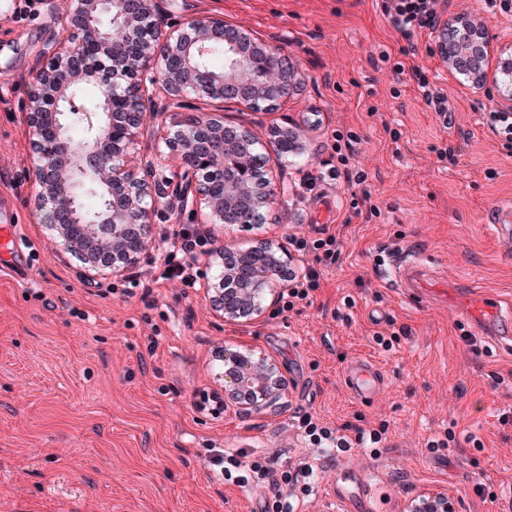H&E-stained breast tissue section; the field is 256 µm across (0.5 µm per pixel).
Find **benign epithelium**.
<instances>
[{
    "mask_svg": "<svg viewBox=\"0 0 512 512\" xmlns=\"http://www.w3.org/2000/svg\"><path fill=\"white\" fill-rule=\"evenodd\" d=\"M67 34L49 37L21 110L31 135L28 169L41 223L81 263L79 277L123 275L155 242L161 200L173 197L189 223L260 224L285 182L254 172L267 150L222 112L188 111L200 98L269 112L296 93L304 77L285 46L262 41L221 15H179V0H46ZM435 52L450 72L487 83V33L466 12L439 22ZM215 46L228 61H206ZM492 83L512 111V57ZM102 88L95 105L82 96ZM210 301L227 321L264 311L283 285L288 257L267 241L210 254ZM224 397L246 414L276 403L284 391L277 366L224 350ZM411 512H450L448 496L429 493Z\"/></svg>",
    "mask_w": 512,
    "mask_h": 512,
    "instance_id": "7a95c632",
    "label": "benign epithelium"
}]
</instances>
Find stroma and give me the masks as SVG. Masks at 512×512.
I'll return each mask as SVG.
<instances>
[{
    "instance_id": "1",
    "label": "stroma",
    "mask_w": 512,
    "mask_h": 512,
    "mask_svg": "<svg viewBox=\"0 0 512 512\" xmlns=\"http://www.w3.org/2000/svg\"><path fill=\"white\" fill-rule=\"evenodd\" d=\"M185 14L224 16L286 47L304 87L273 112L235 107L234 123L270 136L298 131L304 154L271 156L266 172L292 192L265 223L224 230L240 247L287 244L329 224L341 253L311 304L271 305L249 322L214 315L204 289L156 286L144 304L124 277L87 284L40 224L27 177L29 133L19 100L40 49L59 25L42 0H0V225L16 227L26 275L0 271V512H276L256 483L213 470L224 453L242 467L314 469L296 512H330L328 487L362 483L355 512H408L443 492L455 512H512V233L489 229L512 204V150L486 124L493 84L449 73L426 34L407 43L380 0H184ZM492 38L512 43V13L484 0H446ZM405 73H395L396 61ZM417 66L445 90L442 126L415 92ZM357 137L351 159L365 181L328 178L337 134ZM454 148L440 159L439 148ZM324 173L314 190L307 172ZM365 196L354 204V196ZM418 254L421 287L395 288L382 269L393 251ZM500 298L502 319L473 329L468 301ZM391 339V347L378 337ZM252 350L283 376L285 406L240 417L223 408L224 349ZM360 357L381 367L383 390L358 401L342 381ZM330 428L383 430L378 448L340 456L308 447L298 415ZM448 447H440V440ZM484 482L483 494L474 486Z\"/></svg>"
}]
</instances>
